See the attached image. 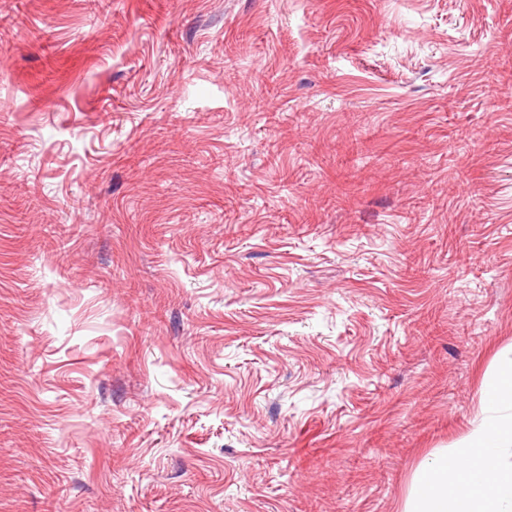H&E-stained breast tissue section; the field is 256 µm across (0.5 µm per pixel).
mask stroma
Masks as SVG:
<instances>
[{
    "label": "stroma",
    "instance_id": "35a3bbf8",
    "mask_svg": "<svg viewBox=\"0 0 512 512\" xmlns=\"http://www.w3.org/2000/svg\"><path fill=\"white\" fill-rule=\"evenodd\" d=\"M512 349V0H0V512H404Z\"/></svg>",
    "mask_w": 512,
    "mask_h": 512
}]
</instances>
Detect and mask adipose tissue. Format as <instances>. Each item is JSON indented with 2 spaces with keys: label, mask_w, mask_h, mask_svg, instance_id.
Returning <instances> with one entry per match:
<instances>
[{
  "label": "adipose tissue",
  "mask_w": 512,
  "mask_h": 512,
  "mask_svg": "<svg viewBox=\"0 0 512 512\" xmlns=\"http://www.w3.org/2000/svg\"><path fill=\"white\" fill-rule=\"evenodd\" d=\"M512 356L486 388L461 455L437 458L413 485L405 512H512Z\"/></svg>",
  "instance_id": "adipose-tissue-1"
}]
</instances>
